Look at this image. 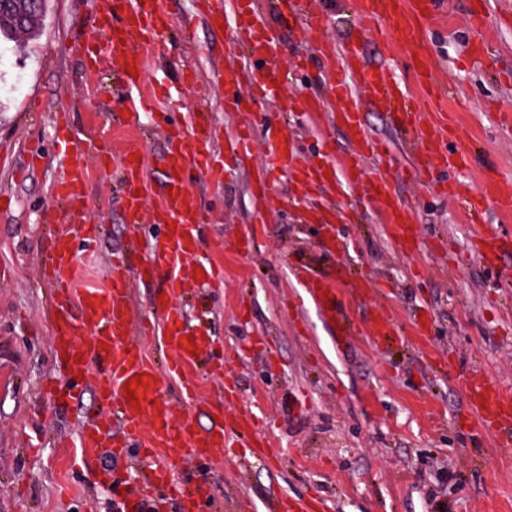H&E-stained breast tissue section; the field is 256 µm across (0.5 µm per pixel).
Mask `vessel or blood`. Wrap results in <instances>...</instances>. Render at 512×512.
I'll return each instance as SVG.
<instances>
[{"mask_svg":"<svg viewBox=\"0 0 512 512\" xmlns=\"http://www.w3.org/2000/svg\"><path fill=\"white\" fill-rule=\"evenodd\" d=\"M161 0H96L95 27L101 40L88 42L84 59L94 66L110 65L124 74V85L141 88L145 83L146 64L142 47L159 43L172 21L160 7ZM198 17L212 29L232 23L233 38L241 47L257 77L241 84L235 72L218 70L216 79L224 88L225 111H243L244 121L234 139L235 156L247 155L258 129L266 131L265 160L260 170V189L269 194L282 173H289L293 183L292 200L303 204L312 190L323 186L339 188L341 194L355 196L363 206L374 210L392 240L403 251H421L422 242L415 233L410 207L395 194L388 175L367 176L363 162L380 155L379 143L367 132L363 120V102H370L385 112L406 132L416 135L417 145L409 159V168L425 181L432 194L460 197L459 210L471 227V251L484 267L499 268L512 240L503 241L485 226L490 203H497L512 218V178L488 177L483 187L459 196L451 170L469 169L473 161L470 147L446 143V131L416 111L406 90L384 67L364 63L357 34H378L397 46L413 51L418 64V86L428 88L433 98L446 97L450 87L425 63L428 47L408 26L409 16L429 22L438 16L444 0H354L352 28L355 38L340 48L329 49L331 25L322 10L305 5L304 0H277L282 30H299L303 41L321 49V65L328 76L322 90L298 94L290 108L295 112L326 115V127L345 132L352 145L345 156H337L329 136H322L325 160L320 165L308 163L287 132L276 124H263L261 104L271 102L275 87L265 78L274 55L275 38L265 18L242 0H195ZM56 144L69 149L70 156L60 167L51 191L77 217L87 209L84 186L89 177L84 151L72 147L66 109H59L50 125ZM165 149L161 159L163 185L167 192L154 206H147L146 163L135 147L111 151L98 147L96 161L113 167L120 174L123 190V221L132 228L145 223L162 225L161 234L147 244L149 259L132 266L127 254L115 253L107 261V281L100 288L76 289L74 278L80 252L97 248L98 225H81L79 232L61 227L47 242L49 262L43 276L50 289L49 314L52 318L53 353L63 380L54 394L58 400L76 399L85 384H92L100 409L86 419L79 432V444L85 465L102 457L116 462L137 458L145 467L143 478L126 484L121 493L123 512H143L158 502L174 506L176 512H209L210 499L203 484L175 477L177 462L192 459L207 461L233 453L239 439L249 447L266 450L268 437H256L257 424L245 414L231 423L217 422L202 431L193 422L174 418L163 388L168 380L180 383L184 400L196 398L192 369L199 355L211 353L212 336L189 325L175 297L185 277L214 284L217 268L211 261L199 259L198 228L208 223L206 211L188 186L193 172L207 171L215 182H223L224 171L211 165V131L204 120L191 125L164 123ZM162 278L161 293L153 294L152 305L160 319L144 318L133 325L130 295L133 280ZM308 289L317 304L331 302L326 315L335 321L336 332L350 336L342 292L365 297L383 293L387 284L372 277L336 267L331 276L306 277ZM159 337L165 366H158L144 351L143 337ZM142 376L135 400H128L124 386L134 376ZM467 411L478 424L491 432L499 447H512V389L484 375H468L463 380Z\"/></svg>","mask_w":512,"mask_h":512,"instance_id":"vessel-or-blood-1","label":"vessel or blood"}]
</instances>
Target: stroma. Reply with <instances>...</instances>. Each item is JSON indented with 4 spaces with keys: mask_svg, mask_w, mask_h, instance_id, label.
<instances>
[{
    "mask_svg": "<svg viewBox=\"0 0 512 512\" xmlns=\"http://www.w3.org/2000/svg\"><path fill=\"white\" fill-rule=\"evenodd\" d=\"M506 0H487L488 23L473 31L463 10L441 14L426 34L433 45L432 70L461 92V100L431 104L415 82L409 55L364 37L368 63L392 69L415 106L446 120L462 141L476 146L479 165L453 174L461 192L479 190L486 176L512 177V131L494 127L490 115L512 111V19L500 17ZM173 26L162 44L141 48L146 82L166 83L171 94L160 103L172 120L202 107L181 82L191 66L210 76L214 64L231 67L226 35L209 28L195 14L194 0H163ZM93 0H47V13L37 38L17 33L0 45L9 63L0 67V156L22 163L39 152L43 167L27 181L14 182L0 168V192L15 199L0 212V266L14 278L0 284V512H112L113 491L97 470L81 464L78 434L87 415L98 410L92 389L63 405L39 398V386L57 371L45 291L39 284L45 238L52 227L72 224L50 192L60 171L57 148L37 131L25 130L23 106L38 94L49 106L71 112L73 133L83 139L95 130L116 146L137 144L147 165V202L155 204L162 173L158 159L164 141L152 131L153 118L142 115L147 132L118 119L121 90L109 68L89 75L74 45L97 38L92 25ZM481 38L496 49V64L472 63L468 42ZM319 62L296 75L268 114L287 118L288 133L304 148L312 164H320L317 130L304 116L288 111L295 93L312 89ZM214 129L212 163L225 169L223 183L208 174L191 185L211 222L198 232L201 250L211 255L220 273L217 285H187L183 309L190 324L214 336L218 354L235 387L223 394L219 380L200 375L195 401H183L176 383L165 392L176 418H191L206 430L218 418L253 414L261 430L280 450L279 459L263 463L248 450L237 460L217 457L205 465L182 466V475L203 480L215 512H271L276 494L324 501L325 512H512V450L465 420L461 377L481 370L512 387V300L496 297L501 274L512 273V255L500 270L480 265L467 253L468 228L455 200L430 193L405 169L406 137L390 118L365 107L368 132L387 153L369 160L368 175L392 177L401 201L412 205L416 231L425 244L441 248L438 256L406 255L387 235L369 209L353 221L342 214L331 228H312L300 210L284 208L293 185L280 176L270 190L271 203L257 212L254 189L265 151L256 141L248 160H236L227 146L243 121L224 109L223 90L213 87L206 107ZM90 217L104 228L96 255H80L81 286L99 287L112 253L137 242L122 222L121 200L112 171L91 169L87 188ZM350 238L339 260L391 288L383 296L344 295L351 339L337 345L330 322L293 279L295 261L309 259L315 269L325 264L322 242L327 235ZM251 240L240 249L239 239ZM431 310L435 331L423 342L411 321ZM390 316L396 335L376 346L366 336L368 320ZM447 356L449 370L431 367L427 351ZM42 442L30 454L27 438Z\"/></svg>",
    "mask_w": 512,
    "mask_h": 512,
    "instance_id": "1",
    "label": "stroma"
}]
</instances>
